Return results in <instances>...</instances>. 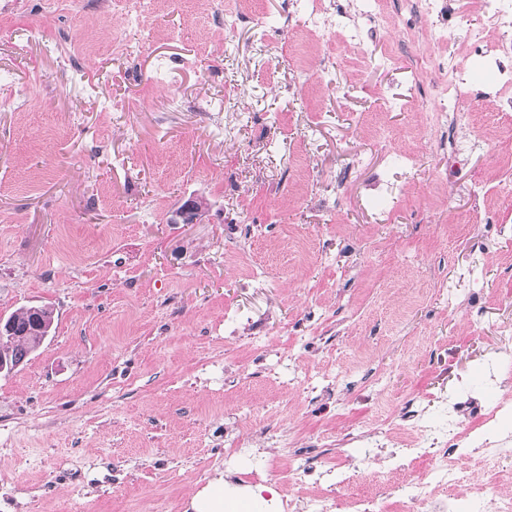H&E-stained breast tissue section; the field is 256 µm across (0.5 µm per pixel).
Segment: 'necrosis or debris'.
I'll list each match as a JSON object with an SVG mask.
<instances>
[{
    "label": "necrosis or debris",
    "mask_w": 512,
    "mask_h": 512,
    "mask_svg": "<svg viewBox=\"0 0 512 512\" xmlns=\"http://www.w3.org/2000/svg\"><path fill=\"white\" fill-rule=\"evenodd\" d=\"M150 0H125L123 36L115 52L134 58L148 36L140 24L150 10ZM307 29L318 45L333 39L361 45L366 38L343 21L325 18L322 0H304ZM359 11L367 17L387 13L409 15L429 25L440 42H447L449 22H463L466 15H480L486 28L506 34L512 32V0H468L464 11L450 13L446 0H360ZM436 71L443 92L435 112L434 126L462 129V136L449 137L451 155H471L483 150L490 132L465 134L468 115L458 108L457 92L467 75L460 68L430 59L415 63L413 79L422 84L429 71ZM503 341L501 360L488 361L485 375L496 398L489 408L473 399L457 401L447 396L415 392L408 396L397 419L380 421L371 430L344 422V408L330 409L326 401L339 376L338 370L322 374L298 372L296 383L309 405L318 408L322 423L319 431L304 436H282L278 427L266 425L255 431L231 429L224 433V470L231 490L261 487V503L268 512H512V490H503L506 472L500 469V454L512 445V430L502 420L512 417V325L500 326ZM279 445L281 452L269 458L263 468L246 464V451ZM344 448H368L378 466L376 480L360 491L352 490L354 469L340 454ZM483 452L495 465L494 474L481 481L461 479L459 465ZM295 460L284 466L285 457ZM423 464L410 481L414 464ZM311 484L315 494L306 503L291 497L289 485Z\"/></svg>",
    "instance_id": "1"
}]
</instances>
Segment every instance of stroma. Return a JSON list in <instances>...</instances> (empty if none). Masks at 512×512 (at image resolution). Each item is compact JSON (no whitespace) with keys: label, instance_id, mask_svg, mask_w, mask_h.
Masks as SVG:
<instances>
[{"label":"stroma","instance_id":"stroma-1","mask_svg":"<svg viewBox=\"0 0 512 512\" xmlns=\"http://www.w3.org/2000/svg\"><path fill=\"white\" fill-rule=\"evenodd\" d=\"M252 23L225 35L210 0H163L136 60L113 55L122 0H0V318L45 306L39 349L0 373V512H162L224 474V430L315 421L286 386L296 363L343 365L337 403L374 425L412 389H480L494 327L512 320V181L486 156L448 164L416 25L399 65L386 18L357 52L319 61L302 7L222 0ZM47 30L82 50L57 61ZM472 132H512V97L449 27ZM238 115H225L228 87ZM361 167H352L353 159ZM452 168L443 189L435 174ZM203 198L196 224L177 208ZM482 319L467 312L472 293ZM246 319L236 335L224 321ZM267 352L302 338L253 377ZM384 374L361 393L367 368ZM262 406L251 418L238 409Z\"/></svg>","mask_w":512,"mask_h":512}]
</instances>
